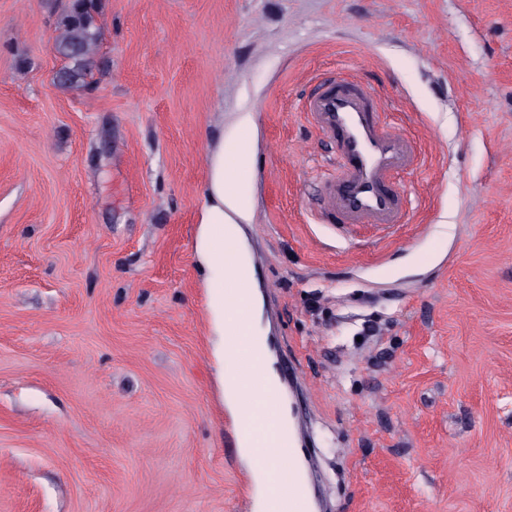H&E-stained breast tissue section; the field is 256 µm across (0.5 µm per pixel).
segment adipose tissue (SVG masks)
Segmentation results:
<instances>
[{"label":"adipose tissue","instance_id":"ef3b65f1","mask_svg":"<svg viewBox=\"0 0 512 512\" xmlns=\"http://www.w3.org/2000/svg\"><path fill=\"white\" fill-rule=\"evenodd\" d=\"M253 168V155L247 142H237L231 154L216 151L213 157L211 178L203 194L206 204L201 215L197 242V270L208 290V306L213 332V355L220 363L218 390L221 398L234 403L238 410L252 411L257 431L280 439L281 454L270 462L261 457H252L253 472L258 480H271L274 492L284 496L288 493V470L296 468L294 447L297 439L287 415L270 420L264 414L263 397L277 394L278 380L273 370L260 373L259 386L238 389L232 376L223 367L224 362L237 358L238 345L230 341L231 332H244V323L255 313L257 298L254 289H245V296H238L243 282L250 277V266L246 257H239V267L232 280L224 278V251L234 247L238 240L239 223L248 222L251 212L249 200L233 192L232 186L239 179L248 177Z\"/></svg>","mask_w":512,"mask_h":512}]
</instances>
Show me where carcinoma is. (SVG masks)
Instances as JSON below:
<instances>
[{
  "label": "carcinoma",
  "instance_id": "1",
  "mask_svg": "<svg viewBox=\"0 0 512 512\" xmlns=\"http://www.w3.org/2000/svg\"><path fill=\"white\" fill-rule=\"evenodd\" d=\"M95 14L96 0H68L64 7L54 44L57 55L66 61L56 75L57 84L63 88L82 87L93 73L100 36Z\"/></svg>",
  "mask_w": 512,
  "mask_h": 512
}]
</instances>
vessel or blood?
<instances>
[{
  "label": "vessel or blood",
  "mask_w": 512,
  "mask_h": 512,
  "mask_svg": "<svg viewBox=\"0 0 512 512\" xmlns=\"http://www.w3.org/2000/svg\"><path fill=\"white\" fill-rule=\"evenodd\" d=\"M303 109L314 126L336 144L337 167L323 187L322 211L345 225L389 226L403 223L405 200L394 178L414 168V143L383 119L381 107L367 87L346 80L322 84ZM237 427L257 447L259 456H278V441H262L251 416L237 418ZM267 512H308L304 496L267 497Z\"/></svg>",
  "instance_id": "1"
}]
</instances>
